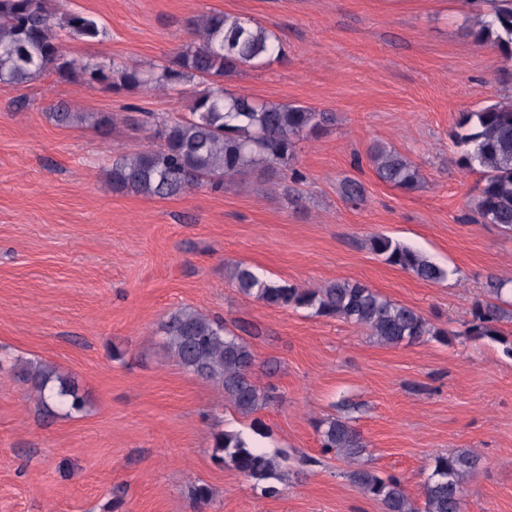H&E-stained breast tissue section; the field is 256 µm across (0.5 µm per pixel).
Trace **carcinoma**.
Wrapping results in <instances>:
<instances>
[{
    "label": "carcinoma",
    "instance_id": "1",
    "mask_svg": "<svg viewBox=\"0 0 512 512\" xmlns=\"http://www.w3.org/2000/svg\"><path fill=\"white\" fill-rule=\"evenodd\" d=\"M494 8L472 32L475 41L491 42L512 50V0H493ZM196 40L156 70L97 63L67 56L63 41L95 38L98 21L82 14H58L50 0H0V90L28 83L49 73L66 82L108 84L129 92L141 89H177L194 80L203 88L193 95L190 112L157 118L150 130L154 148L123 155L104 170L112 191L145 197L170 198L207 186L214 191L224 183L254 170L291 172L299 183L302 173L292 167L296 142L335 122V115L314 108L258 100L224 90V78L257 68L285 56L280 38L266 27L225 14H204L192 21ZM58 126L104 128L112 117L103 112H74L59 104L49 113ZM460 160L480 173L482 185L472 206L480 222L512 231V101L465 112L452 135ZM377 177L405 192L418 188L423 176L417 164L381 143L368 151ZM371 249L392 266L416 277L439 282L448 271L424 253L386 235L371 239ZM236 288L246 297L271 308L309 309L320 317L336 318L370 331L378 342L398 346L440 339L449 331L438 329L417 309L393 301L366 285L348 279L319 288H301L257 274L238 264L231 271ZM507 279L490 280L489 299L478 304L464 335L488 338L512 356V336L503 324L512 323V309L502 299ZM164 344L190 374L216 383L224 397L243 416L276 402L277 388L259 385L254 377L256 356L244 338L222 319L184 307L171 312L162 327ZM18 376L34 385L39 405L66 412L86 406L75 381L46 362L19 360ZM322 451L334 452L349 462L367 451L362 433L346 417H332L319 430ZM213 459L257 483L275 477L281 457L270 454L240 433L213 436ZM481 459L468 450L450 451L434 458L423 485L424 506H419L395 476H380L362 465L350 473L365 495L378 500L384 512H463L467 481Z\"/></svg>",
    "mask_w": 512,
    "mask_h": 512
}]
</instances>
